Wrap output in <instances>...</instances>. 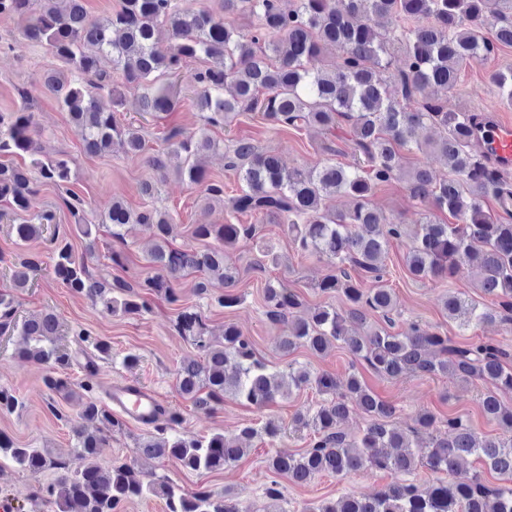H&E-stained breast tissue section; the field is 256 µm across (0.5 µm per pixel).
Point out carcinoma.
I'll return each mask as SVG.
<instances>
[{"mask_svg":"<svg viewBox=\"0 0 512 512\" xmlns=\"http://www.w3.org/2000/svg\"><path fill=\"white\" fill-rule=\"evenodd\" d=\"M0 0V14L24 16L21 35L44 45L66 69L47 73L42 86L67 111L84 151L100 155L116 140L134 155L147 151L141 130L121 126L115 113L125 104V93L101 72L99 63L112 57L124 85L140 90V111L151 117L176 108L170 87L159 83L175 78L183 63L202 58L206 66L193 75L195 104L202 125L186 134L173 128L165 136L167 147L148 157L156 170L166 159H182L178 175L198 187L206 198L224 200V186L209 180L201 163L204 153L218 148L207 127L230 125L241 112L257 111L270 124L294 129L319 128L330 133L341 125L350 132L353 165L331 162L285 169L277 155L249 138L236 140L225 155L234 171L240 193L230 199L234 213L259 214L287 226L295 247L314 254L336 269L317 288L336 293L344 305L314 308L307 318L292 317L300 305L296 294L282 284L264 289L266 319L288 324V335L279 348L290 353L303 347L324 355L334 347L346 349L354 361H364L388 379L446 376L456 382L488 383L481 398L485 416L504 432L502 437L479 438L461 416L446 420L448 435L441 436L437 417L424 411L413 425L393 423L397 408L381 399L362 379L356 367L344 380L327 371L288 364V374L275 372L257 357L252 341L237 325H224V338L212 339L201 311L182 308L176 326L201 352L182 363L176 373L179 394L201 410L211 411L231 395L262 409L285 395V388L312 387L323 396L315 408L298 411L295 427L314 435L312 446L302 452L279 451L267 459L276 477L304 484L328 473L345 478L361 470H383L398 479L373 497L346 494L316 506L315 512H512V486L492 487L484 473L512 476V406L498 392H512V350L480 338L457 343L447 334L409 321L395 332L398 314L394 289L386 280V258L391 243L405 236L412 243L404 255L408 272L417 279L437 280L466 265L475 270L477 288L497 300L484 306L462 293L444 298L448 320L468 330L486 323L512 322V223L485 209L489 199L497 205L512 201V182L497 174L474 151V123L478 112H450L430 96V88L449 91L460 71L480 61L498 45L512 46V0H298L285 10L283 0H223L226 14H247L256 27L244 32L224 23V17L204 9L182 6L179 0H120L111 13L92 18L84 0ZM493 17V39L480 34ZM417 26L404 29L403 20ZM164 24L171 42L160 46L156 28ZM400 44L403 60L395 71L390 46ZM343 53L342 62L326 70H310L307 61L324 50ZM33 113L23 109L0 112V154L29 153L40 177L62 186L70 180L69 161H43L36 157ZM432 150L446 162L449 174L435 178L417 169L408 181L411 197L427 208L448 210L456 224L426 221L409 229L386 218L370 204L376 188L390 182L402 168L400 149ZM35 188L28 169L0 166V197L13 214L24 216L13 225L16 238L27 242L49 233L53 273L72 292L90 300L102 315L139 316L149 310L141 289L170 303L180 297L178 280L190 273L206 279L197 283V294L207 295V278L218 277L228 288L238 272L225 265L224 248L241 239H252V224H197L194 236L213 239L214 246L197 250L173 244L174 220L156 206L134 211L114 201L97 222L85 217L83 200L72 194L65 205L82 235L93 247L99 226L115 241L121 228L141 224L154 240L150 262L158 273L142 283L124 278L96 276L78 260L73 246L50 231L53 216L32 221L29 213ZM338 195L352 207L339 212L331 207ZM39 255L17 256L11 287L24 288L41 270ZM368 312L384 322L360 333L349 328ZM19 338L18 357L51 369L69 365L70 356L53 337L59 333L55 314L17 319L14 296L0 291V334ZM22 401L0 386V411L13 412ZM367 421L356 436L342 428L351 408ZM82 416L99 422L104 430L123 427L122 419L94 401L82 403ZM74 457L54 458L46 448H18L0 433V466L4 461L29 470L54 468L59 474L49 489L57 512H121L125 502L145 494L165 500L167 512H244L229 496L213 499L203 491L184 492L166 482H144L131 465L105 466L98 460L102 433L75 426ZM281 428L269 420L261 427L246 425L231 433L194 436L164 432L149 436L139 452L152 458L174 459L193 471L213 472L239 461L258 436L275 439ZM473 458L475 467L461 469ZM419 467L448 475L446 480L424 486L408 476Z\"/></svg>","mask_w":512,"mask_h":512,"instance_id":"cac0c4a2","label":"carcinoma"}]
</instances>
